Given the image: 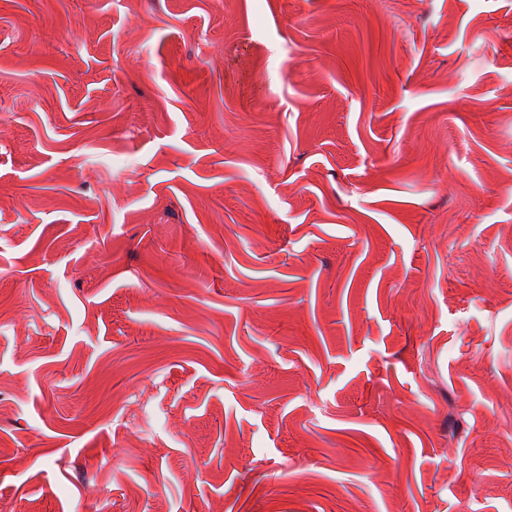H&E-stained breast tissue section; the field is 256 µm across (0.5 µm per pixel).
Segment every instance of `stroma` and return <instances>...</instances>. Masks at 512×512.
Segmentation results:
<instances>
[{"instance_id": "obj_1", "label": "stroma", "mask_w": 512, "mask_h": 512, "mask_svg": "<svg viewBox=\"0 0 512 512\" xmlns=\"http://www.w3.org/2000/svg\"><path fill=\"white\" fill-rule=\"evenodd\" d=\"M0 512H512V0H0Z\"/></svg>"}]
</instances>
